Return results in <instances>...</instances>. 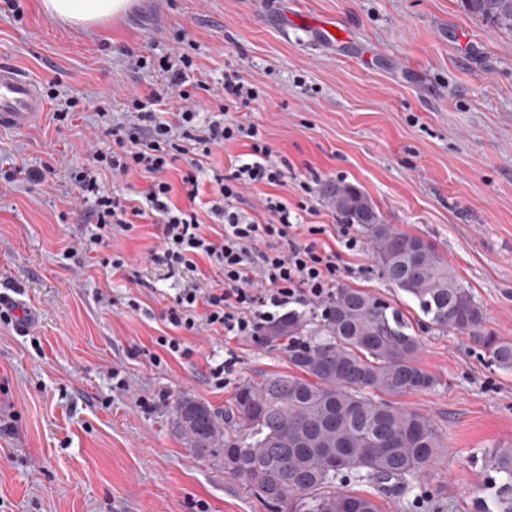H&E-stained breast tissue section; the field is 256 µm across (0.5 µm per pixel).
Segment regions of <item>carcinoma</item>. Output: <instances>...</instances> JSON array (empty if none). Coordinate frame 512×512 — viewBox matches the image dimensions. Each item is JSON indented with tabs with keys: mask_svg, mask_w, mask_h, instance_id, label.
<instances>
[{
	"mask_svg": "<svg viewBox=\"0 0 512 512\" xmlns=\"http://www.w3.org/2000/svg\"><path fill=\"white\" fill-rule=\"evenodd\" d=\"M461 6L512 33V0ZM321 193L342 223L364 234L385 281L429 324L469 336L491 364L512 370V341L485 328L482 303L434 245L384 223L354 185L327 182ZM412 330L372 292L338 283L318 310L292 311L260 331L293 372L243 383L222 410L182 397L173 427L195 457L240 482L268 512H378L373 495L349 485L418 487L441 447L429 417L391 401L436 384ZM488 463L499 486L482 512H512V446L496 448Z\"/></svg>",
	"mask_w": 512,
	"mask_h": 512,
	"instance_id": "cac0c4a2",
	"label": "carcinoma"
}]
</instances>
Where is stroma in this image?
<instances>
[{"label":"stroma","mask_w":512,"mask_h":512,"mask_svg":"<svg viewBox=\"0 0 512 512\" xmlns=\"http://www.w3.org/2000/svg\"><path fill=\"white\" fill-rule=\"evenodd\" d=\"M330 23L344 38L323 35ZM181 50L208 81L234 69L260 87L234 116L287 159L288 182L273 191L307 204L301 223L336 224L323 183L358 186L386 223L434 243L481 300L486 328L512 340V35L460 0H135L91 29L41 0H0V64L80 102L65 126L47 112L0 128V169H55L0 185V295L28 319L0 321V512H264L184 448L171 419L178 397L221 407L242 382L289 372L286 356L204 329L188 337L190 357L152 364L144 350L172 333L162 314L176 281L148 258L158 244L148 221L82 264L66 256L96 231L67 164L87 161L99 107L125 121L127 99L154 81L138 57ZM114 254L125 274L103 266ZM340 262L345 283L417 314L370 251ZM414 329L437 384L398 402L430 417L442 446L420 492L379 497V512H474L491 494L483 456L512 443V370L467 335ZM226 359L232 370L216 381L210 369Z\"/></svg>","instance_id":"1"}]
</instances>
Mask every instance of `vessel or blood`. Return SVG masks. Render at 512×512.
I'll use <instances>...</instances> for the list:
<instances>
[{
	"label": "vessel or blood",
	"mask_w": 512,
	"mask_h": 512,
	"mask_svg": "<svg viewBox=\"0 0 512 512\" xmlns=\"http://www.w3.org/2000/svg\"><path fill=\"white\" fill-rule=\"evenodd\" d=\"M44 110L45 102L37 81L0 65V127L29 126Z\"/></svg>",
	"instance_id": "1"
}]
</instances>
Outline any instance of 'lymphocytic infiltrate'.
<instances>
[{
  "mask_svg": "<svg viewBox=\"0 0 512 512\" xmlns=\"http://www.w3.org/2000/svg\"><path fill=\"white\" fill-rule=\"evenodd\" d=\"M141 67L162 72V87L133 95L129 118L112 123L100 110L108 147H93L88 163L69 167L68 177L82 198L93 201L97 231L69 247L68 257L81 259L97 252L105 238L133 230L135 218L156 224L159 244L149 253L180 282L164 318L172 335L156 337L167 354L190 353L184 337L206 329L233 339L253 337L263 325L286 315L290 307L318 302L336 283L339 253L363 251L354 225H336L332 244H320L323 225L298 224L286 202L268 194L262 200L269 214L259 224L239 209L243 191L253 185L271 188L286 184L288 164L277 158L257 125L232 116L233 108L249 107L261 91L239 71L225 72L219 86L199 76L187 53L143 57ZM217 103L201 113L202 98ZM181 106L171 111V99ZM237 141L249 151L228 171L205 168L213 149ZM187 168L179 180L171 174L178 162ZM135 175L147 183L137 197L108 191L104 176ZM187 205H180L178 195ZM216 269L217 277L200 271L199 261Z\"/></svg>",
  "mask_w": 512,
  "mask_h": 512,
  "instance_id": "1",
  "label": "lymphocytic infiltrate"
}]
</instances>
